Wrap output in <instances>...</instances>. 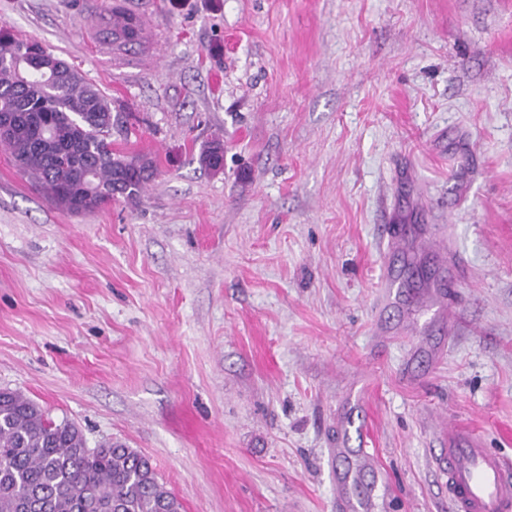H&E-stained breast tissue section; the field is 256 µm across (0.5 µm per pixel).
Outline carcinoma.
<instances>
[{"label": "carcinoma", "instance_id": "1", "mask_svg": "<svg viewBox=\"0 0 512 512\" xmlns=\"http://www.w3.org/2000/svg\"><path fill=\"white\" fill-rule=\"evenodd\" d=\"M101 35L120 51L139 44L133 23L118 27L110 16ZM42 47L0 26V119L11 127L0 147L67 212L91 213L119 197L136 200L155 162L125 156L112 142L115 131L131 134L127 115ZM41 65L56 67L58 78L44 80ZM201 161L223 167V144L214 143ZM0 512H181V504L144 454L119 441L90 448L75 423L56 422L34 401L0 391Z\"/></svg>", "mask_w": 512, "mask_h": 512}]
</instances>
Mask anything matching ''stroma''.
Returning <instances> with one entry per match:
<instances>
[{
	"mask_svg": "<svg viewBox=\"0 0 512 512\" xmlns=\"http://www.w3.org/2000/svg\"><path fill=\"white\" fill-rule=\"evenodd\" d=\"M113 3L0 0L157 162L74 215L0 149V390L150 457L182 512H336L341 414L374 512H448L449 424L512 457V0H123L154 34L128 53Z\"/></svg>",
	"mask_w": 512,
	"mask_h": 512,
	"instance_id": "35a3bbf8",
	"label": "stroma"
}]
</instances>
